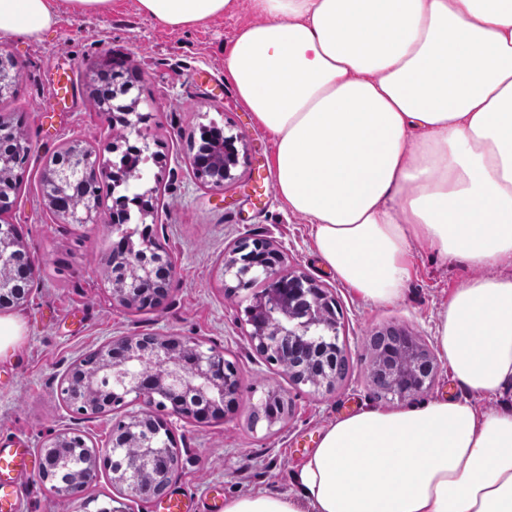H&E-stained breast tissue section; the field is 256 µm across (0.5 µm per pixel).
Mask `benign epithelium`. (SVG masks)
Segmentation results:
<instances>
[{
    "label": "benign epithelium",
    "instance_id": "benign-epithelium-1",
    "mask_svg": "<svg viewBox=\"0 0 512 512\" xmlns=\"http://www.w3.org/2000/svg\"><path fill=\"white\" fill-rule=\"evenodd\" d=\"M12 54L0 51V92L20 79ZM143 115L131 107L122 113L121 122L128 134L144 139L140 124ZM237 137H224V157L194 154L189 164L196 175L203 176L213 189H222L232 179V168L239 161L235 148ZM107 174V165L99 152L74 143L56 151L45 168L41 183L44 201L56 190L74 186L83 179L99 180ZM101 208L90 204L82 211L58 213L61 224H88L97 221ZM20 241L16 225L0 224V263L9 266L23 264L24 278L20 281L0 275V307H18L25 301L36 277L34 259L19 252L14 257L11 248ZM137 259L126 263L121 272L110 276L112 302L129 307L140 293L154 289L152 308L161 307L168 294V285L175 272L172 255L159 248L144 229L138 246ZM224 279L234 282L233 289H247L260 280L265 291L254 297L247 307L246 336L267 360L288 368V375L297 385H309L310 373L302 374L293 366L291 352L304 349V359L318 356L308 339L314 329H321L329 339L331 352L320 357L318 369L324 379L312 386L313 391L332 390L339 380L336 370L347 362L344 346L339 344V332L332 303L326 292L306 275L296 273L285 263L283 254L274 244L254 240L234 250V256L224 262ZM369 361L367 378L381 397L404 400L430 389L438 376L440 365L432 348L407 329L388 325L374 331L367 342ZM114 378L121 386V397L140 409L121 428L114 429L106 444L86 446L84 456L93 464L112 469V485L119 494L137 499V482L153 480L169 468L170 459L178 457L174 425L181 421L205 423L224 419L226 411L238 401L241 377L236 367L224 358V353L188 336L150 334L113 340L94 351L87 365L75 361L61 381L60 396L65 406L75 408L84 397L96 392L100 382ZM168 404L155 412L160 398ZM290 411L288 401H279L278 412L270 417L266 402L255 405L253 424L265 420L271 425ZM68 436L64 433L49 437L39 452L44 464L37 475L41 484H49L67 459L60 455Z\"/></svg>",
    "mask_w": 512,
    "mask_h": 512
}]
</instances>
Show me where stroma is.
<instances>
[{
	"label": "stroma",
	"mask_w": 512,
	"mask_h": 512,
	"mask_svg": "<svg viewBox=\"0 0 512 512\" xmlns=\"http://www.w3.org/2000/svg\"><path fill=\"white\" fill-rule=\"evenodd\" d=\"M254 18L250 0H239L235 15L172 33L140 14L136 0H112L111 10L101 14L61 11L39 39L0 40V49L16 56L21 68L18 94L0 99V116H24L30 147L26 189L0 220L19 226L38 267L17 309L20 345L0 361V445L23 439L32 471L41 467L39 450L49 435L77 433L102 445L130 413L126 406L105 414L67 409L58 395L67 368L106 341L153 333L198 338L222 350L242 376L234 413L208 424L178 423L176 487L202 503L250 490L288 491L331 421L377 404L366 377L367 336L398 325L433 343L437 314L449 293L481 274L463 261H442L419 244L402 297L372 305L323 266L309 224L279 198L270 134L257 125L224 72L225 48L236 29ZM95 69L135 79L131 95L141 100L150 149L157 154L130 186L150 201L153 236L176 262L169 296L156 310L127 309L110 298L112 197L103 199L98 223L79 225L58 223L42 201L45 162L63 145L78 142L99 150L107 162L120 159L112 151L108 114L91 103ZM213 125L239 138L234 179L221 190L204 187L188 163L202 129ZM246 239L280 247L289 268L335 299L349 370L333 390L293 385L281 366L252 348L246 308L263 285L229 291L223 276L225 258ZM272 391L288 400V417L271 426L253 422L254 406ZM111 477L100 472L96 486L77 497L54 496L32 483L21 512H105L113 505Z\"/></svg>",
	"instance_id": "stroma-1"
}]
</instances>
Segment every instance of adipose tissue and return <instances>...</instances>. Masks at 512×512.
<instances>
[{"label": "adipose tissue", "instance_id": "adipose-tissue-1", "mask_svg": "<svg viewBox=\"0 0 512 512\" xmlns=\"http://www.w3.org/2000/svg\"><path fill=\"white\" fill-rule=\"evenodd\" d=\"M224 56L274 138L288 210L368 303L400 298L415 244L489 269L453 289L434 340L463 397L337 419L285 492L224 512H512V0H252ZM112 0H0V37L32 39L61 9ZM183 31L238 0H136ZM501 405L488 409L484 400Z\"/></svg>", "mask_w": 512, "mask_h": 512}]
</instances>
